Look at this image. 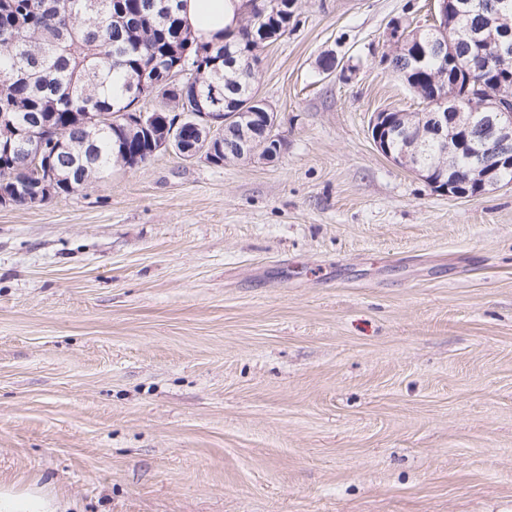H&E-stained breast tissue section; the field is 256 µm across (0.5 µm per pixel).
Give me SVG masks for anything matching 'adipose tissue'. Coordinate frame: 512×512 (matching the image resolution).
I'll return each mask as SVG.
<instances>
[{"label":"adipose tissue","mask_w":512,"mask_h":512,"mask_svg":"<svg viewBox=\"0 0 512 512\" xmlns=\"http://www.w3.org/2000/svg\"><path fill=\"white\" fill-rule=\"evenodd\" d=\"M180 15L195 39L221 44L239 29L243 0H183ZM66 508V503L36 487L23 491L0 487V512H65Z\"/></svg>","instance_id":"adipose-tissue-1"}]
</instances>
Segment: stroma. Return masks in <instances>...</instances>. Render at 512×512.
I'll return each instance as SVG.
<instances>
[{
	"instance_id": "obj_1",
	"label": "stroma",
	"mask_w": 512,
	"mask_h": 512,
	"mask_svg": "<svg viewBox=\"0 0 512 512\" xmlns=\"http://www.w3.org/2000/svg\"><path fill=\"white\" fill-rule=\"evenodd\" d=\"M424 0H297L270 162L0 207V485L72 512H512V183L443 195L373 113ZM336 60L323 73L322 57Z\"/></svg>"
}]
</instances>
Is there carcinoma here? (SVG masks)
Wrapping results in <instances>:
<instances>
[{"label": "carcinoma", "instance_id": "obj_1", "mask_svg": "<svg viewBox=\"0 0 512 512\" xmlns=\"http://www.w3.org/2000/svg\"><path fill=\"white\" fill-rule=\"evenodd\" d=\"M293 0H248L236 39L195 42L179 15L181 0H0V188L10 206L42 203L104 182L112 169L135 168L154 156L157 140L178 112H252L244 128L265 124L251 104L259 51L288 32ZM436 24L409 31L390 50V71L427 111L434 85H465L469 72L431 54ZM512 98V65L480 73ZM156 100L150 128L115 112H141V89ZM393 142L426 143L416 162L433 176L453 170L467 188L469 155L433 143L418 112L396 111ZM52 156V195L37 194L33 153ZM248 154L224 146L205 161L220 166Z\"/></svg>", "mask_w": 512, "mask_h": 512}]
</instances>
